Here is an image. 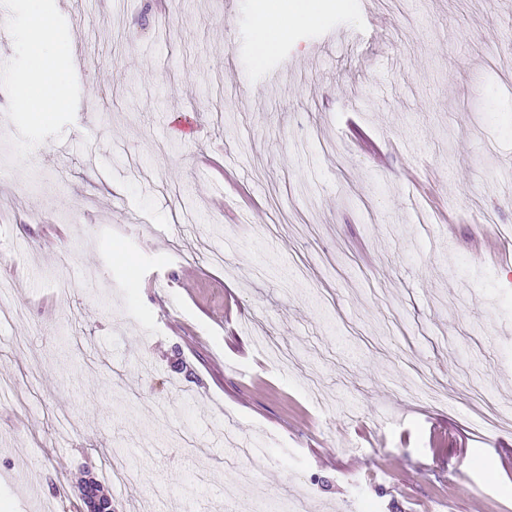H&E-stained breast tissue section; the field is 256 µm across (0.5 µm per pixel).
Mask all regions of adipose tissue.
<instances>
[{"mask_svg": "<svg viewBox=\"0 0 512 512\" xmlns=\"http://www.w3.org/2000/svg\"><path fill=\"white\" fill-rule=\"evenodd\" d=\"M39 2L29 0L32 22L22 34L38 64L39 80L35 85L25 84L15 88L14 104L21 110L39 109L48 104H65L69 101L68 82L63 72L44 60L47 30ZM316 10L315 0H266L253 26L257 57L270 53L278 40L295 26L314 21Z\"/></svg>", "mask_w": 512, "mask_h": 512, "instance_id": "obj_1", "label": "adipose tissue"}]
</instances>
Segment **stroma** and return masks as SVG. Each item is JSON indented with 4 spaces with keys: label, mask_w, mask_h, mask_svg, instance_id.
<instances>
[{
    "label": "stroma",
    "mask_w": 512,
    "mask_h": 512,
    "mask_svg": "<svg viewBox=\"0 0 512 512\" xmlns=\"http://www.w3.org/2000/svg\"><path fill=\"white\" fill-rule=\"evenodd\" d=\"M42 5L69 104L17 109L0 43V512L90 478L114 512H512V0H320L261 59L263 0Z\"/></svg>",
    "instance_id": "obj_1"
}]
</instances>
